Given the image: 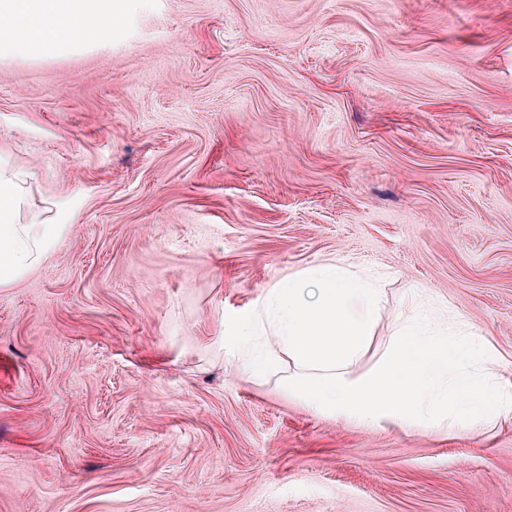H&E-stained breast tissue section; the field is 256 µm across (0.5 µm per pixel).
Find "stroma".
Listing matches in <instances>:
<instances>
[{
    "label": "stroma",
    "mask_w": 512,
    "mask_h": 512,
    "mask_svg": "<svg viewBox=\"0 0 512 512\" xmlns=\"http://www.w3.org/2000/svg\"><path fill=\"white\" fill-rule=\"evenodd\" d=\"M0 154L62 224L0 288V512H512V416L365 427L236 329L324 260L512 378V0H129L0 56Z\"/></svg>",
    "instance_id": "35a3bbf8"
}]
</instances>
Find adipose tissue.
Listing matches in <instances>:
<instances>
[{
  "instance_id": "1",
  "label": "adipose tissue",
  "mask_w": 512,
  "mask_h": 512,
  "mask_svg": "<svg viewBox=\"0 0 512 512\" xmlns=\"http://www.w3.org/2000/svg\"><path fill=\"white\" fill-rule=\"evenodd\" d=\"M121 20L116 0H0V53H49L86 40L100 22ZM29 179L0 158V288L47 256L62 230L27 221ZM385 297L380 279L332 260L288 275L239 330L247 335L263 319L274 339L249 370L265 373L288 355L296 396L319 414L367 427H471L512 414V381L490 378L492 351L469 330L437 331L400 316L383 350L371 354ZM366 357L370 366L354 374Z\"/></svg>"
}]
</instances>
